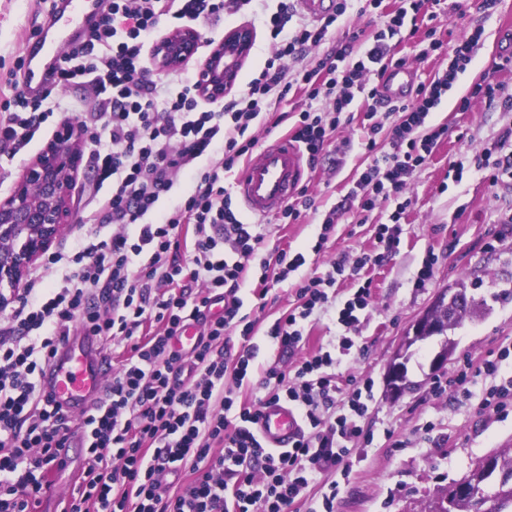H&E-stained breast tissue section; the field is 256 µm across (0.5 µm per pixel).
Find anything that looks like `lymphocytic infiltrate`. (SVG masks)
I'll list each match as a JSON object with an SVG mask.
<instances>
[{
  "instance_id": "obj_1",
  "label": "lymphocytic infiltrate",
  "mask_w": 512,
  "mask_h": 512,
  "mask_svg": "<svg viewBox=\"0 0 512 512\" xmlns=\"http://www.w3.org/2000/svg\"><path fill=\"white\" fill-rule=\"evenodd\" d=\"M252 3L105 0L99 21L62 58L56 84L91 86L102 132L90 142L95 180L84 237L73 252L48 257L59 275L55 287H44L41 272L31 274L0 327V512H33L70 443L68 416L46 396L43 377L77 324L126 344L128 356L86 421V463L65 512H288L316 475L345 478L352 470L374 383L354 378L341 387L330 352L300 361L294 354L305 322L328 303L337 277L358 278L373 257L344 255L325 276L300 280L297 306L256 343L255 323L242 314L238 295L251 261L260 263L262 299L306 258L285 250L264 257L266 230L241 220L224 181L256 150L253 129L261 115L274 128L291 122L292 138L314 168L342 112L364 95L371 122L361 147L373 162L351 196L364 211L378 199H394L388 223L375 233L380 247L394 250L411 204L404 188L444 133L426 120L472 64L484 30L444 43L441 0H401L392 10L384 0H336L335 13L317 25L297 19L288 0H280L265 21L273 54L238 95L212 109L195 93L197 75L176 72L163 83L150 78L143 48L161 20L178 28L217 23ZM351 10L377 15L380 23L304 65ZM405 32L420 35L422 56L439 57L444 66L420 83L413 100L387 104L380 82L396 66L394 40ZM295 87L305 109L273 113V102L286 101ZM11 90L8 108L0 110V156L10 159L46 117L43 101L25 98L19 82ZM382 108L399 116L383 152L375 119ZM185 172L194 174L195 186L172 197ZM141 254L147 261L135 266ZM217 300L224 310L214 316L208 309ZM192 320L203 327L198 343L185 355L173 351V337ZM233 333L241 346L230 358L224 342ZM263 346L295 363L264 368L262 396L242 402L238 388ZM276 401L288 402L306 427L285 451L265 447L255 431L261 407ZM185 465L194 478L172 492L169 479Z\"/></svg>"
}]
</instances>
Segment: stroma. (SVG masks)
<instances>
[{
	"instance_id": "stroma-1",
	"label": "stroma",
	"mask_w": 512,
	"mask_h": 512,
	"mask_svg": "<svg viewBox=\"0 0 512 512\" xmlns=\"http://www.w3.org/2000/svg\"><path fill=\"white\" fill-rule=\"evenodd\" d=\"M52 0H0V105L10 98V80L26 46L33 43L40 22ZM278 0H257L254 12L225 17L219 29L199 25L203 38L246 24L256 38L239 72L246 83L272 52L260 14L276 10ZM512 25V0H499L492 16H485L480 0H464L459 11L448 12L442 34L453 43L483 27V40L474 64L449 90L440 106L426 120L445 133L432 153L413 173L405 195L411 200L400 224V243L381 264L368 269L372 301L360 316L349 354L338 355L336 372L341 380L368 377L374 382L375 400L362 422L368 444L355 450L352 472L346 479L335 474L317 476L294 512H319L322 496L337 484L335 512H428L441 491L465 476L473 462L485 455L512 448V412L500 415L480 411L486 391L501 378L512 377V358L503 361L498 374L480 376L469 384L468 394L444 399L431 396L430 387L439 377L451 376L464 360L481 363L496 358L512 344V178L490 181L473 169L477 157L491 144L512 134V112L499 102L474 101L470 110L458 111L459 100L471 85L493 76L512 94V61L502 50L503 29ZM47 103L53 112L32 142L14 159L0 158V198L7 197L25 167L43 148L65 119H75L94 109L90 88L52 89ZM368 102L356 98L340 117L333 138L315 170L309 171L303 187L314 208L296 224L266 217L268 250L302 252L303 273L324 272L329 262L345 253L374 248L373 227L389 221L393 203L380 202L361 214L348 194L371 159L359 143L365 134ZM464 162L461 181L448 177L450 165ZM338 209L336 233L321 252H313L319 225L331 209ZM432 262V276L416 287L417 274ZM260 275L252 268L239 295L244 312L256 318L255 332L264 335L272 323L295 302L292 282L275 285L265 301L253 289ZM465 284L468 293L485 299L489 311L480 319L464 321L448 335L455 351L448 363L432 369L438 350L436 340L416 344L408 364L411 391L392 398L386 393L388 365L403 336L416 318L444 288ZM510 299H501L503 291ZM431 433H424L426 423Z\"/></svg>"
}]
</instances>
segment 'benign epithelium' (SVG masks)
<instances>
[{
	"instance_id": "benign-epithelium-1",
	"label": "benign epithelium",
	"mask_w": 512,
	"mask_h": 512,
	"mask_svg": "<svg viewBox=\"0 0 512 512\" xmlns=\"http://www.w3.org/2000/svg\"><path fill=\"white\" fill-rule=\"evenodd\" d=\"M254 40L253 29L245 24L229 30L218 41L205 43L195 29L184 28L157 40L152 49L154 70L162 73L178 68L188 62L190 52L206 46L200 68L208 78L198 84L196 93L204 101L218 103L234 87L239 67L249 56ZM86 141V131L79 123L63 121L25 168L11 194L0 199V309L14 300L29 265L69 228L72 191ZM458 300L457 289L440 290L412 324L388 366L386 384L390 396H400L408 385L404 364L409 348L442 331L441 310L453 307Z\"/></svg>"
}]
</instances>
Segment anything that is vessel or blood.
I'll list each match as a JSON object with an SVG mask.
<instances>
[{"label": "vessel or blood", "instance_id": "b4317fda", "mask_svg": "<svg viewBox=\"0 0 512 512\" xmlns=\"http://www.w3.org/2000/svg\"><path fill=\"white\" fill-rule=\"evenodd\" d=\"M103 9V0H55L42 20L37 40L25 55L21 90L26 98H39L61 66L55 48L73 37L72 31L63 30L62 19H71L75 29H79L89 19L100 17ZM415 82L413 71L397 67L388 72L381 92L385 99L403 101L411 97ZM303 173L301 151L284 137L263 145L255 158L246 163L235 181L234 192L249 215L264 217L287 203L298 189ZM108 373L99 337L77 327L52 359L44 385L54 402L81 420L103 397ZM256 428L265 447L276 449L291 446L303 431L298 415L283 401L265 404Z\"/></svg>", "mask_w": 512, "mask_h": 512}]
</instances>
